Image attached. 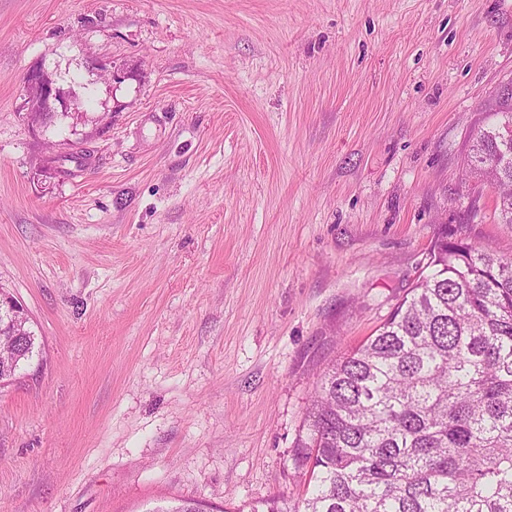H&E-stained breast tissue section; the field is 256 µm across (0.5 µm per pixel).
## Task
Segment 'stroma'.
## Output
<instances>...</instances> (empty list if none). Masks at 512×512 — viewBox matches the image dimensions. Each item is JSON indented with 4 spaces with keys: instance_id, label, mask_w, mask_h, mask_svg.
Here are the masks:
<instances>
[{
    "instance_id": "1",
    "label": "stroma",
    "mask_w": 512,
    "mask_h": 512,
    "mask_svg": "<svg viewBox=\"0 0 512 512\" xmlns=\"http://www.w3.org/2000/svg\"><path fill=\"white\" fill-rule=\"evenodd\" d=\"M36 66L76 101L46 131ZM511 81L512 0H0V289L44 348L0 512L298 503L327 367L443 236L512 257L467 166Z\"/></svg>"
}]
</instances>
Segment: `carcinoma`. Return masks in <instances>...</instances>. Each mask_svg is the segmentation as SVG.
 I'll return each instance as SVG.
<instances>
[{"label": "carcinoma", "mask_w": 512, "mask_h": 512, "mask_svg": "<svg viewBox=\"0 0 512 512\" xmlns=\"http://www.w3.org/2000/svg\"><path fill=\"white\" fill-rule=\"evenodd\" d=\"M512 139L476 134L470 172L512 225ZM375 333L335 360L299 439L288 512H512V259L443 238Z\"/></svg>", "instance_id": "carcinoma-1"}]
</instances>
